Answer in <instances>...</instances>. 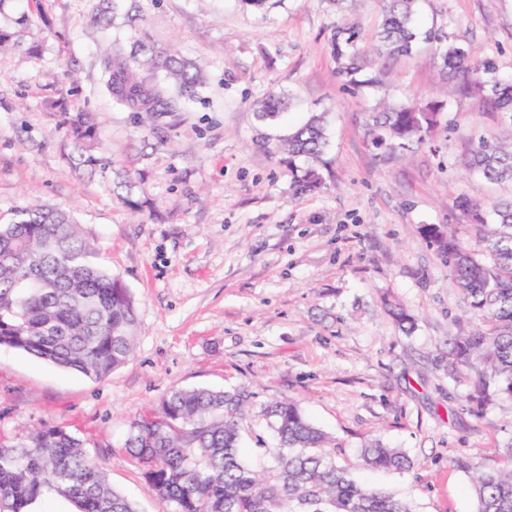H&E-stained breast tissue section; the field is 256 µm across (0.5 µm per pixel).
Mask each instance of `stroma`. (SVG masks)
<instances>
[{
	"instance_id": "35a3bbf8",
	"label": "stroma",
	"mask_w": 512,
	"mask_h": 512,
	"mask_svg": "<svg viewBox=\"0 0 512 512\" xmlns=\"http://www.w3.org/2000/svg\"><path fill=\"white\" fill-rule=\"evenodd\" d=\"M114 2L115 24L100 32L88 0H0L12 36L0 48V224L28 205L70 211L138 319L133 354L101 380L0 348V444L65 427L138 512H164L124 447L132 419L176 387H243L256 407L241 429L250 453L276 444L260 407L289 398L343 459L377 439L413 462L357 470L360 481L417 512H475L452 462L491 461L512 442V398L470 411L473 371L448 368L468 304L422 229L450 225L474 244L457 200L512 196L464 165L475 141L501 134L502 113L446 83L436 43L379 52L381 0ZM416 22L512 75V0H418ZM344 24L364 61L354 92L330 43ZM111 43L175 46L205 82L168 112L115 106L101 66ZM271 93L288 108L265 122L257 108ZM432 100L444 109L421 144L372 147L365 124L380 104ZM78 110L98 119L103 163L92 170L68 160L62 115ZM314 112L327 115V146L322 184L308 191L304 159L280 146ZM387 297L411 330L385 314Z\"/></svg>"
}]
</instances>
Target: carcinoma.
Instances as JSON below:
<instances>
[{"label": "carcinoma", "instance_id": "obj_1", "mask_svg": "<svg viewBox=\"0 0 512 512\" xmlns=\"http://www.w3.org/2000/svg\"><path fill=\"white\" fill-rule=\"evenodd\" d=\"M380 47L408 55L420 39L445 45L441 59L448 78L474 83L506 120L502 138L481 139L466 164L486 180L512 185V80L493 75L469 50L448 35L413 26L415 0H382ZM96 26L107 30L114 13L91 5ZM356 31L338 26L332 35L338 74L358 86L362 65L354 49ZM105 87L116 104L138 112L166 105L163 74L181 95L203 84L201 66L176 51L159 49L141 57L113 44L101 56ZM288 108L285 97L270 94L258 116L276 118ZM443 103L428 110L411 106L373 112L367 136L376 148L408 149L438 125ZM73 144L72 163L93 166L96 126L89 112L64 113ZM326 145L324 115L317 113L282 149L291 157L317 159ZM476 245L491 264L453 229L427 225L424 237L448 258V272L467 300L475 327L448 339V361L477 374L468 400L484 404L512 397V198L490 205L458 201ZM96 249L70 213L43 204L17 212L0 224V347L21 350L60 368L99 380L124 365L134 350L137 317L133 300L119 279L95 261ZM252 394L244 388L215 391L174 388L161 407L134 419L125 447L144 466V477L166 512H416L411 502L360 483L355 467L402 471L412 461L401 448L372 441L356 464L336 462L331 438L307 420L297 405L281 401L262 409L278 439L267 449L271 463L257 472L240 454V426ZM457 470L469 475L476 512H512V442L492 462L461 457ZM48 494L71 500L77 512H137L110 486L84 442L63 427H41L0 444V512H29Z\"/></svg>", "mask_w": 512, "mask_h": 512}]
</instances>
